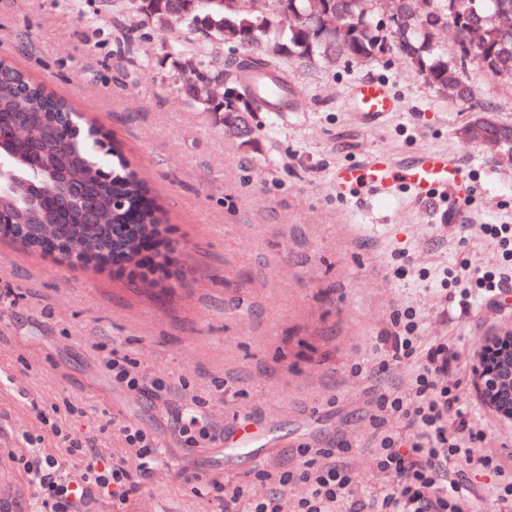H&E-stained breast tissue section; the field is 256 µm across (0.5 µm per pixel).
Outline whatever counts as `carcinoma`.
<instances>
[{
    "label": "carcinoma",
    "mask_w": 512,
    "mask_h": 512,
    "mask_svg": "<svg viewBox=\"0 0 512 512\" xmlns=\"http://www.w3.org/2000/svg\"><path fill=\"white\" fill-rule=\"evenodd\" d=\"M194 0H148L132 7L143 26L167 29L177 13H192L190 29L207 42L226 43L230 56L216 64L198 62L194 83L182 94L201 111L214 116L227 131L224 116L237 113L243 135L240 145L256 148L251 112H280L272 89H288L280 63L286 59L313 63L323 59L370 64L382 57L380 0H328L331 14L347 26L344 33L330 23L314 25L312 0H241L213 3L191 11ZM399 15L392 49L415 73H426L430 86L470 103L475 89L465 77L476 66L512 86V0H391ZM459 29L458 57L450 58L436 40L439 27ZM76 109L47 91L11 61L0 58V139L9 142L17 123L34 133L31 145L18 151L10 195L0 201V233L28 249L71 264L122 273L145 271L151 290L170 288L175 264L167 213L147 180L127 162L119 145L95 156L86 148L90 135L101 134L95 122L81 119L75 135L69 114ZM39 180L29 183V163Z\"/></svg>",
    "instance_id": "obj_1"
}]
</instances>
